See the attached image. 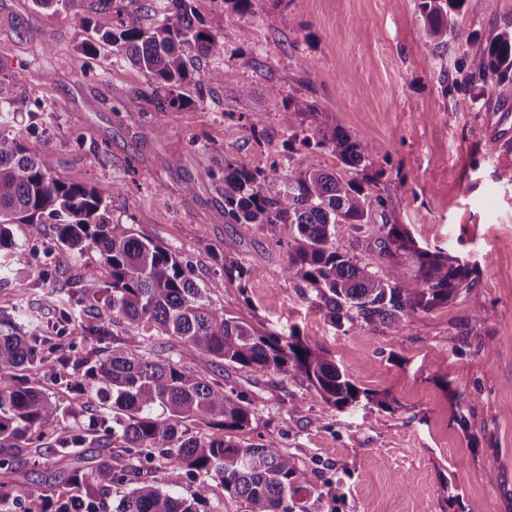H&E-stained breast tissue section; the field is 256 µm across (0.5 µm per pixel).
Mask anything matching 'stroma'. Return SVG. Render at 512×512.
<instances>
[{
  "instance_id": "stroma-1",
  "label": "stroma",
  "mask_w": 512,
  "mask_h": 512,
  "mask_svg": "<svg viewBox=\"0 0 512 512\" xmlns=\"http://www.w3.org/2000/svg\"><path fill=\"white\" fill-rule=\"evenodd\" d=\"M120 12L147 26L165 11L139 13L136 0ZM197 15L220 32L224 54L196 59L199 71L223 68L231 81L205 99L186 87L187 101L158 111L145 74L116 62L111 47L80 54L89 28L117 25L120 12L97 0H63L44 9L32 0H0V79L14 81L16 111L0 114V131L20 135L29 152H50L66 182L110 190L113 220L190 261L212 307L255 328H297L359 387L387 394L389 406L343 411L308 384L280 377L252 379L243 370L166 338V354L225 387L255 395L256 419L242 439L276 438L303 469L341 477L344 495H322L312 512H512V82L486 92L444 90L441 71L474 70L484 42L512 26V0H483L460 25L466 47L436 55L426 38L418 0H254L239 13L221 0H194ZM256 62L241 65V53ZM46 70L49 81H25ZM248 86L250 96L239 93ZM314 101L320 119L380 153L365 170L385 206H373L362 231L336 227L339 247L373 270L398 267L421 275L419 253L456 259L461 290L436 309L406 318L402 331L382 322L344 332L331 326L285 275L288 244L254 224L224 217V162L340 169L331 151L289 143L281 114L287 97ZM54 103L52 119L34 112ZM214 177H205V169ZM398 225L402 250L384 252L379 225ZM9 266L23 269L26 298L0 287V313L19 301L47 320L58 292L93 255L53 249L48 273L42 242L14 229ZM252 270L229 279L222 250Z\"/></svg>"
}]
</instances>
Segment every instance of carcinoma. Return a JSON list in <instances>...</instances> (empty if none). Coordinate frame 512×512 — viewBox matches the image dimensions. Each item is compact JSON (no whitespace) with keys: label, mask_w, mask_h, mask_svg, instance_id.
<instances>
[{"label":"carcinoma","mask_w":512,"mask_h":512,"mask_svg":"<svg viewBox=\"0 0 512 512\" xmlns=\"http://www.w3.org/2000/svg\"><path fill=\"white\" fill-rule=\"evenodd\" d=\"M194 0H166L163 23L145 27L132 18L119 27L88 37L81 50L91 55L102 44L112 45L117 60L142 71L150 80L160 110L185 101L182 89L194 85L198 98L232 78L223 69L200 73L189 53L216 57L224 42L212 33L193 6ZM481 0H419L418 8L438 55L448 41L463 46L473 36L456 24ZM512 75V27L495 33L482 52L470 81L483 87ZM309 100L290 96L282 113L283 133L307 147L327 148L342 170L309 167L252 169L224 160V218L231 224H256L269 237L291 232L285 272L304 283L309 300L333 327L354 331L379 320L400 331L404 318L429 312L454 297L462 282L453 265L434 259L420 278L401 269H370L358 255L336 245V225L357 228L370 223L374 184L362 176L378 147L350 137L341 128L318 119ZM119 186L100 189L67 183L54 174L50 153L30 156L16 135L0 133V255L15 247L12 227L23 225L37 241L44 226L53 225L55 247L78 256L98 255L50 300L57 321L52 327L19 323L0 315V512H201L211 486L220 480L230 498L245 512H310L307 502L316 489L315 471L297 467L274 438L261 444L233 440L226 432L246 433L255 420L254 400L246 391L224 389V383L184 369L172 359L151 353L163 336L177 337L195 349L254 380L279 376L313 388L326 404L343 410L363 404L389 407L376 393L358 387L346 371L307 343L296 328L287 333L256 329L239 317H228L208 303L207 288L191 276L187 263L172 250L139 234L131 224L108 216L106 199ZM383 248H405L403 232L386 224L379 228ZM448 272H443V267ZM105 272L103 311L82 336L62 343L65 323L75 307L86 304V281ZM99 345L105 356L92 360L74 353L77 341ZM34 371L42 379L73 389L85 388L111 403L112 415H95L87 425L53 449L55 462L44 507L28 508L16 488V464L27 456L40 466L31 449L66 415L83 414L81 402L62 408L44 388L21 375ZM203 423L206 436L190 434ZM112 429L120 433L121 450L105 455L84 470L73 464L74 448L91 434ZM175 472L195 480L190 496L176 495L150 484L148 473L158 458ZM129 492L112 500V488Z\"/></svg>","instance_id":"cac0c4a2"}]
</instances>
